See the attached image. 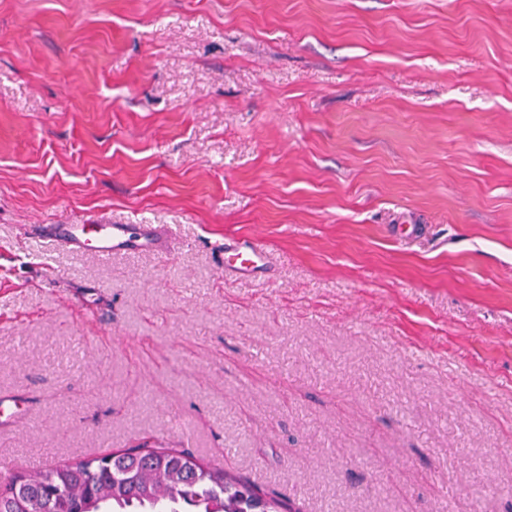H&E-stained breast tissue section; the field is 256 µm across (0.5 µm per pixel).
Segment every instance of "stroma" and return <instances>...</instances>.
<instances>
[{
  "label": "stroma",
  "mask_w": 512,
  "mask_h": 512,
  "mask_svg": "<svg viewBox=\"0 0 512 512\" xmlns=\"http://www.w3.org/2000/svg\"><path fill=\"white\" fill-rule=\"evenodd\" d=\"M101 221L169 253L34 233ZM0 393L6 475L145 443L512 512V0H0ZM40 234L102 259L126 252H149L163 258L169 251L164 224H42ZM221 248L224 252L225 276H249L272 264L271 254L252 241L228 238Z\"/></svg>",
  "instance_id": "1"
}]
</instances>
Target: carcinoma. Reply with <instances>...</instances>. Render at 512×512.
Returning <instances> with one entry per match:
<instances>
[{
  "instance_id": "obj_1",
  "label": "carcinoma",
  "mask_w": 512,
  "mask_h": 512,
  "mask_svg": "<svg viewBox=\"0 0 512 512\" xmlns=\"http://www.w3.org/2000/svg\"><path fill=\"white\" fill-rule=\"evenodd\" d=\"M0 512H298L185 450L135 447L31 470L0 485Z\"/></svg>"
}]
</instances>
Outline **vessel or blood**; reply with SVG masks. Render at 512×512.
Masks as SVG:
<instances>
[{
  "label": "vessel or blood",
  "mask_w": 512,
  "mask_h": 512,
  "mask_svg": "<svg viewBox=\"0 0 512 512\" xmlns=\"http://www.w3.org/2000/svg\"><path fill=\"white\" fill-rule=\"evenodd\" d=\"M43 236L77 251H90L106 259L126 252L168 253L166 227L162 224H44ZM224 273L231 277L252 275L272 264L270 253L257 244L235 238L225 239Z\"/></svg>",
  "instance_id": "1"
}]
</instances>
